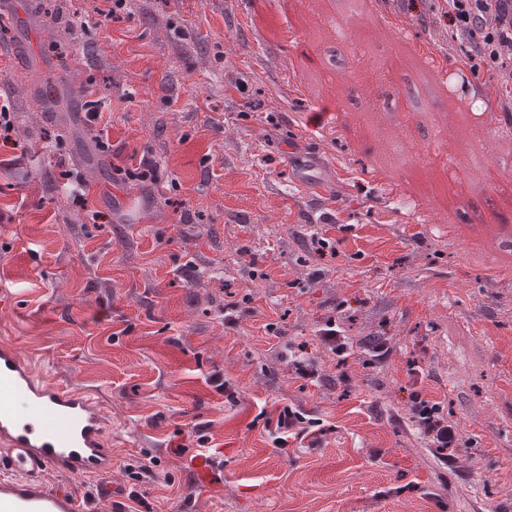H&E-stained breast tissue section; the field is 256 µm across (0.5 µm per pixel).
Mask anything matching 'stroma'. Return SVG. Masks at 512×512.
Segmentation results:
<instances>
[{
    "label": "stroma",
    "mask_w": 512,
    "mask_h": 512,
    "mask_svg": "<svg viewBox=\"0 0 512 512\" xmlns=\"http://www.w3.org/2000/svg\"><path fill=\"white\" fill-rule=\"evenodd\" d=\"M103 5L0 0V340L97 395L122 507L512 512V100L438 0ZM29 29L41 51L15 65ZM331 316L343 364L316 337ZM292 345L318 381L295 379ZM420 400L457 424L451 454ZM287 409L306 432L282 447ZM189 448L223 456L222 486L199 490ZM415 411L418 415V423L432 448H439L442 451L458 448L460 441L458 428L440 415V409L436 403L429 405V401H420Z\"/></svg>",
    "instance_id": "35a3bbf8"
}]
</instances>
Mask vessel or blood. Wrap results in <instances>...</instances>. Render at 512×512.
I'll return each instance as SVG.
<instances>
[{"label":"vessel or blood","instance_id":"vessel-or-blood-1","mask_svg":"<svg viewBox=\"0 0 512 512\" xmlns=\"http://www.w3.org/2000/svg\"><path fill=\"white\" fill-rule=\"evenodd\" d=\"M108 427L91 392L49 378L18 344L0 342V512H81L76 495L48 478L109 473ZM182 462L199 486L223 485L216 454L190 449Z\"/></svg>","mask_w":512,"mask_h":512}]
</instances>
